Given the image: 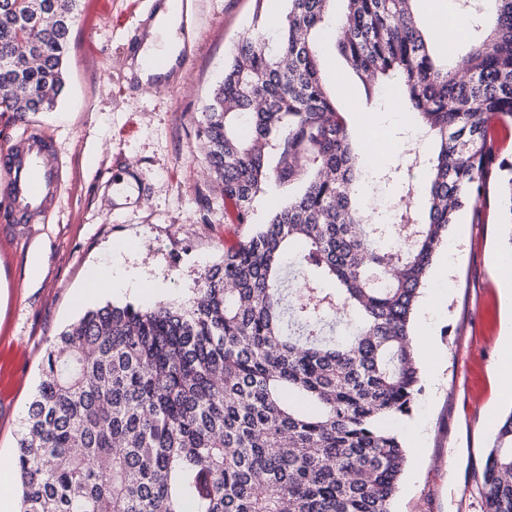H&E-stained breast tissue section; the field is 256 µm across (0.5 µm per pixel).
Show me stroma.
Wrapping results in <instances>:
<instances>
[{
  "instance_id": "obj_1",
  "label": "stroma",
  "mask_w": 512,
  "mask_h": 512,
  "mask_svg": "<svg viewBox=\"0 0 512 512\" xmlns=\"http://www.w3.org/2000/svg\"><path fill=\"white\" fill-rule=\"evenodd\" d=\"M194 39L188 63L163 83H141L129 71L156 0H80L71 35L67 80L57 108L16 118L0 113V147L39 133L58 149L62 190L38 223L0 229V274L9 300L0 313V459L16 450L23 415L40 381L49 342L88 310L108 303H184L207 270L252 224L264 223L284 198L269 189L252 224H239L224 204L204 158L198 118L224 75V62L255 20L283 15L286 0H189ZM324 77L355 133L371 127L386 141L385 167L407 165L397 149L411 124L407 107L384 83L381 103L365 98L334 47L322 44ZM42 240L44 276L31 285L29 249ZM130 245L127 265L143 271L150 295L109 292L75 303L86 274ZM512 245V229L490 208L464 216L437 249L414 329L433 346L418 352L422 391L411 417L396 423L407 465L394 512H483L476 489L496 423L512 410V389L494 373L503 326L499 273L492 258Z\"/></svg>"
}]
</instances>
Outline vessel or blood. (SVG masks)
<instances>
[{"instance_id":"b4317fda","label":"vessel or blood","mask_w":512,"mask_h":512,"mask_svg":"<svg viewBox=\"0 0 512 512\" xmlns=\"http://www.w3.org/2000/svg\"><path fill=\"white\" fill-rule=\"evenodd\" d=\"M53 144L30 136L0 151V176L6 179L9 206L0 211L1 224H22L47 213L62 185Z\"/></svg>"}]
</instances>
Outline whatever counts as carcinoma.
<instances>
[{"mask_svg": "<svg viewBox=\"0 0 512 512\" xmlns=\"http://www.w3.org/2000/svg\"><path fill=\"white\" fill-rule=\"evenodd\" d=\"M79 0H0V112H51ZM224 64L199 118L239 224L283 204L185 304H108L49 341L13 458L18 512H393L406 462L391 428L421 392L412 329L449 227L492 201L512 226V0L438 63L416 0H286ZM332 30L363 85L401 86L429 184L387 219L356 204L360 160L320 70ZM496 175L488 191V176ZM425 196L414 210L411 193ZM301 277L304 287H293ZM484 512H512V410L481 472Z\"/></svg>", "mask_w": 512, "mask_h": 512, "instance_id": "obj_1", "label": "carcinoma"}]
</instances>
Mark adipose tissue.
I'll return each instance as SVG.
<instances>
[{
	"instance_id": "1",
	"label": "adipose tissue",
	"mask_w": 512,
	"mask_h": 512,
	"mask_svg": "<svg viewBox=\"0 0 512 512\" xmlns=\"http://www.w3.org/2000/svg\"><path fill=\"white\" fill-rule=\"evenodd\" d=\"M191 39L190 19L181 0H160L135 56L133 71L141 81L162 82L172 71L177 58ZM119 285L140 292L145 286L143 273L135 268L108 267L93 270L84 281L85 290L96 292Z\"/></svg>"
}]
</instances>
